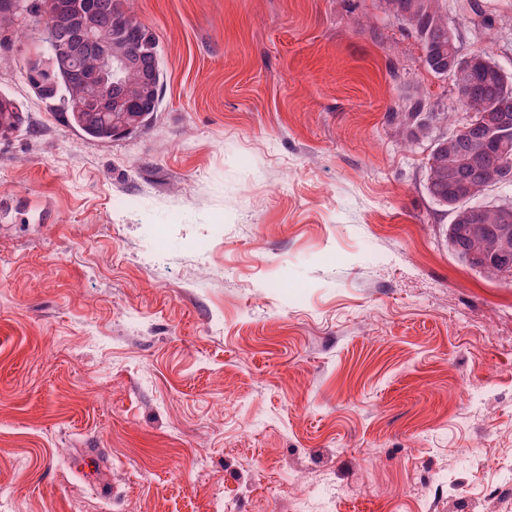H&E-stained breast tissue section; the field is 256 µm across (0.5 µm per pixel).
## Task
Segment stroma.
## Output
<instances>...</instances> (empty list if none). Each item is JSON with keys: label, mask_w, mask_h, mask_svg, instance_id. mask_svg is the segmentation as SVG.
Listing matches in <instances>:
<instances>
[{"label": "stroma", "mask_w": 512, "mask_h": 512, "mask_svg": "<svg viewBox=\"0 0 512 512\" xmlns=\"http://www.w3.org/2000/svg\"><path fill=\"white\" fill-rule=\"evenodd\" d=\"M449 11L512 76V0ZM161 102L99 142L0 43V512H512V284L448 246L383 0H134ZM468 385L477 406L454 392ZM19 112L24 111L14 99L0 95V129H3V132H14L19 128L16 123Z\"/></svg>", "instance_id": "1"}]
</instances>
